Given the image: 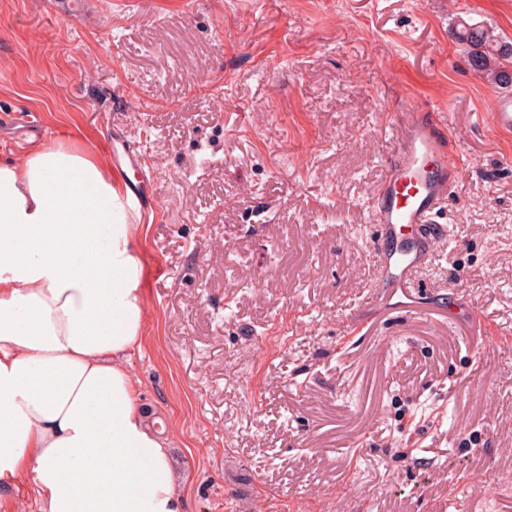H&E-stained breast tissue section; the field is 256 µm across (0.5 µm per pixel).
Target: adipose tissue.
Wrapping results in <instances>:
<instances>
[{
	"instance_id": "adipose-tissue-1",
	"label": "adipose tissue",
	"mask_w": 512,
	"mask_h": 512,
	"mask_svg": "<svg viewBox=\"0 0 512 512\" xmlns=\"http://www.w3.org/2000/svg\"><path fill=\"white\" fill-rule=\"evenodd\" d=\"M126 190L62 144L0 162V485L39 512H186L137 404L143 267Z\"/></svg>"
}]
</instances>
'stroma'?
<instances>
[{"label": "stroma", "mask_w": 512, "mask_h": 512, "mask_svg": "<svg viewBox=\"0 0 512 512\" xmlns=\"http://www.w3.org/2000/svg\"><path fill=\"white\" fill-rule=\"evenodd\" d=\"M71 2L0 0V160L145 159L130 371L187 512H512V349L448 319L512 337V135L452 37L512 41V0ZM411 103L464 164L404 315L371 303L370 213ZM466 319L471 328L469 339L472 345L483 344L486 340L494 337V332L479 313L469 311L466 314Z\"/></svg>", "instance_id": "stroma-1"}]
</instances>
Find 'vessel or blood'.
<instances>
[{"label":"vessel or blood","instance_id":"1","mask_svg":"<svg viewBox=\"0 0 512 512\" xmlns=\"http://www.w3.org/2000/svg\"><path fill=\"white\" fill-rule=\"evenodd\" d=\"M390 131L396 159L373 191L371 222L377 232L380 274L385 285L375 302L405 312L420 307V292L412 274L435 255L447 240V227L437 221L460 171L448 129L429 108L409 104L395 113ZM470 342L493 338L477 312L466 314Z\"/></svg>","mask_w":512,"mask_h":512}]
</instances>
